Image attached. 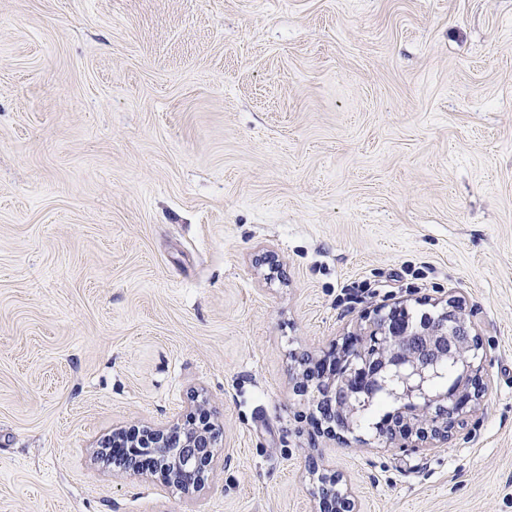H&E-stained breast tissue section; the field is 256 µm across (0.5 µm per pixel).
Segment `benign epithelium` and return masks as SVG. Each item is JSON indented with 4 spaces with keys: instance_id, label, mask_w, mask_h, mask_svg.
<instances>
[{
    "instance_id": "1",
    "label": "benign epithelium",
    "mask_w": 512,
    "mask_h": 512,
    "mask_svg": "<svg viewBox=\"0 0 512 512\" xmlns=\"http://www.w3.org/2000/svg\"><path fill=\"white\" fill-rule=\"evenodd\" d=\"M375 347L379 362L369 377L373 389L385 378L398 380L402 397L414 409L385 433L386 441L413 436L423 448L448 442L452 429L481 403L486 384L480 337L463 315L460 301L450 298L439 311L438 321L426 331H414L399 319L398 306L379 305L367 317V326L319 359L298 357L291 373L294 390L301 396L314 391L322 433H351L356 412L349 384L336 380V361ZM460 359L465 372L451 396L427 393L431 375L443 361ZM224 426L205 402L195 405L185 422L168 427L132 425L112 432V441L124 440L123 452L112 460L115 467L137 474L159 473L170 484L190 494L200 490L210 476L224 468L219 443ZM316 481L313 512H359L350 485L328 470L311 471Z\"/></svg>"
}]
</instances>
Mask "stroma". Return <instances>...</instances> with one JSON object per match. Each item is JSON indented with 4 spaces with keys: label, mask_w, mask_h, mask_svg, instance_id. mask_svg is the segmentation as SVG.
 Listing matches in <instances>:
<instances>
[{
    "label": "stroma",
    "mask_w": 512,
    "mask_h": 512,
    "mask_svg": "<svg viewBox=\"0 0 512 512\" xmlns=\"http://www.w3.org/2000/svg\"><path fill=\"white\" fill-rule=\"evenodd\" d=\"M459 299L446 447L317 432L295 357ZM224 422L188 495L113 429ZM512 512V0H0V512ZM316 481L313 512H359V503L346 480L323 468L311 471ZM316 476V478H315Z\"/></svg>",
    "instance_id": "35a3bbf8"
}]
</instances>
